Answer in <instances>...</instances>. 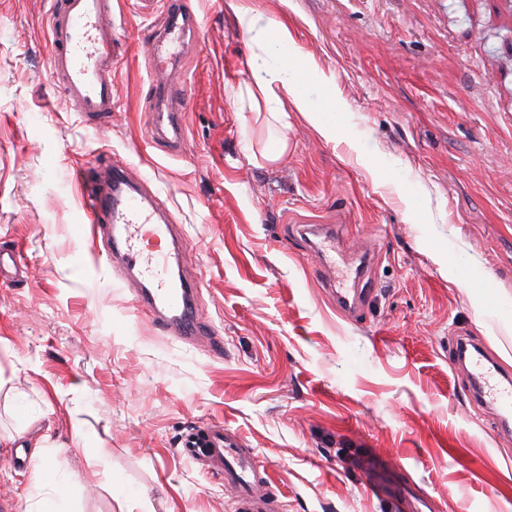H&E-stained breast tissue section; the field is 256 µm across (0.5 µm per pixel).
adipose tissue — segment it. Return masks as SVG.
<instances>
[{"label": "adipose tissue", "instance_id": "ef3b65f1", "mask_svg": "<svg viewBox=\"0 0 512 512\" xmlns=\"http://www.w3.org/2000/svg\"><path fill=\"white\" fill-rule=\"evenodd\" d=\"M229 5L253 44L247 61L248 78L235 90L236 102L241 109L265 113L268 124L279 133L275 147L264 150L262 159L272 165L287 154L286 107L290 104L305 112L324 140L335 141V125L311 109L300 82L306 76L330 85L335 81L334 75L324 73L309 58L292 50L293 36L287 19L263 21L248 0H229Z\"/></svg>", "mask_w": 512, "mask_h": 512}]
</instances>
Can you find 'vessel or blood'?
<instances>
[{
  "instance_id": "b4317fda",
  "label": "vessel or blood",
  "mask_w": 512,
  "mask_h": 512,
  "mask_svg": "<svg viewBox=\"0 0 512 512\" xmlns=\"http://www.w3.org/2000/svg\"><path fill=\"white\" fill-rule=\"evenodd\" d=\"M58 4L50 23L52 76L77 111L94 117L111 114L115 38L107 19L110 0H58ZM168 4L161 25L150 34L152 43L180 41L192 22L181 0ZM84 210L90 223L112 228L125 263L140 268L141 278L134 283L137 310L153 314L168 334L186 339L208 335L207 323L189 304L188 285L169 276L171 253L144 249L145 237L159 241L170 229L160 223L154 205L133 195L122 166H108L100 179L87 181ZM455 350L458 360L468 362L480 394L502 413H511L512 389L492 383L494 361L480 350H469L461 337L455 340ZM183 446L191 457L216 468L243 512H285L283 501L268 488V475L260 470L254 449L236 431L216 424L205 433L188 434Z\"/></svg>"
}]
</instances>
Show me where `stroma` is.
I'll use <instances>...</instances> for the list:
<instances>
[{"mask_svg": "<svg viewBox=\"0 0 512 512\" xmlns=\"http://www.w3.org/2000/svg\"><path fill=\"white\" fill-rule=\"evenodd\" d=\"M250 2L287 17L295 48L336 79L306 91L337 140L289 109L272 166L248 157L268 129L232 95L253 45L228 0H184L196 26L177 147L156 140L167 108L147 39L165 0H112V113L96 120L51 78L54 0H0V247L27 265L0 283V435L13 438L0 512H26L32 467L16 460L36 447L59 512H238L181 446L211 421L255 448L288 512H383L376 481L435 512H512V443L469 399L451 342L465 332L512 371V25L490 12L502 0ZM115 161L163 201L223 354L135 312L127 270L100 258L76 174ZM310 225L341 226L337 272L370 247L357 316L316 278Z\"/></svg>", "mask_w": 512, "mask_h": 512, "instance_id": "stroma-1", "label": "stroma"}]
</instances>
